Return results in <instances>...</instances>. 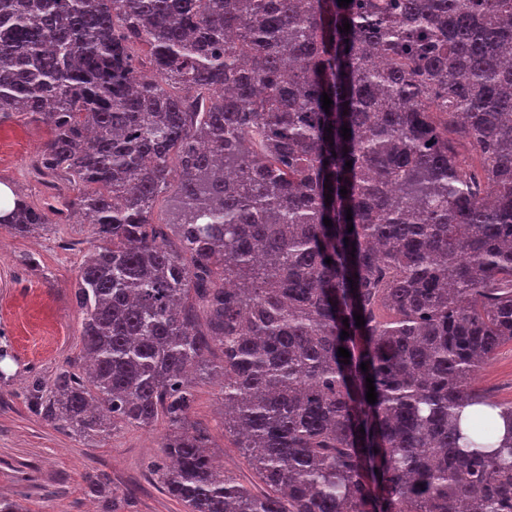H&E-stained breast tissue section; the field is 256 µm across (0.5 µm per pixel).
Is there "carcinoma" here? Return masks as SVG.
<instances>
[{
    "label": "carcinoma",
    "instance_id": "1",
    "mask_svg": "<svg viewBox=\"0 0 512 512\" xmlns=\"http://www.w3.org/2000/svg\"><path fill=\"white\" fill-rule=\"evenodd\" d=\"M17 113L52 130L36 175L76 194L0 224L100 240L78 371L28 384L43 423L163 417L152 472L187 512H512V405L472 385L512 343V0H0ZM210 374L263 491L189 420ZM465 406L508 435L478 414L465 436ZM178 175L171 181L169 188L161 193L155 204L152 219L155 224H166L169 219V210L177 191Z\"/></svg>",
    "mask_w": 512,
    "mask_h": 512
}]
</instances>
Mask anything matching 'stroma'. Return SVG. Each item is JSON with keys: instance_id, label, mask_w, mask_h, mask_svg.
<instances>
[{"instance_id": "obj_1", "label": "stroma", "mask_w": 512, "mask_h": 512, "mask_svg": "<svg viewBox=\"0 0 512 512\" xmlns=\"http://www.w3.org/2000/svg\"><path fill=\"white\" fill-rule=\"evenodd\" d=\"M49 126L17 114L0 122V184L39 202L45 186L31 164L50 139ZM98 244L92 225L80 219L45 224L19 236L0 226V338L10 359L0 364L10 379L0 384V497L24 512H103L113 492L125 494L122 512H185L149 470L162 455L164 420L147 428L120 426L96 439H83L41 423L24 398L32 377L52 380L75 369L81 350L82 311L75 299L76 272ZM473 384L489 399L512 403V344L503 345L475 375ZM192 423L212 436L210 453L225 472L250 487L259 482L230 437L217 378L195 381ZM111 478L91 492L87 476Z\"/></svg>"}]
</instances>
